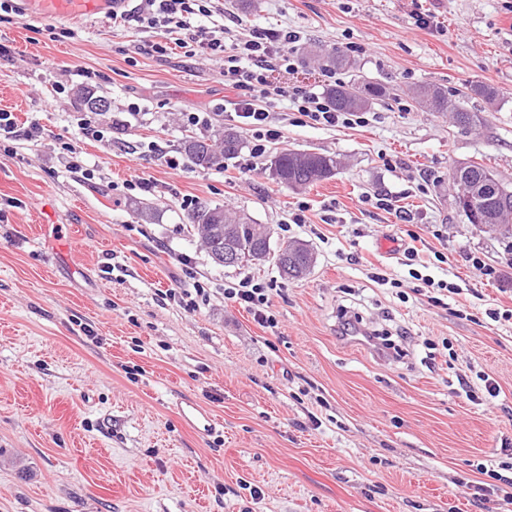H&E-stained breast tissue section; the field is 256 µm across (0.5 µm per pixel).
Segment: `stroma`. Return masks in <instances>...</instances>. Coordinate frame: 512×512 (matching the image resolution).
Segmentation results:
<instances>
[{"label": "stroma", "mask_w": 512, "mask_h": 512, "mask_svg": "<svg viewBox=\"0 0 512 512\" xmlns=\"http://www.w3.org/2000/svg\"><path fill=\"white\" fill-rule=\"evenodd\" d=\"M138 5L74 19L14 0L0 14V112L40 129L0 143V512H512V487L471 496L478 464L512 448V242L468 223L449 184L477 161L512 187V0H261L243 15L301 36L273 84L322 94L360 73L387 89L353 127L291 125L280 101L270 154L341 162L306 189L278 184L263 158L240 176L244 150L220 171L168 166L188 132L181 113L233 127L234 93L204 55L149 51ZM331 47L351 48L355 71H314ZM474 83L499 96L465 100L472 127L414 98L423 84L453 97ZM84 87L109 111L80 104ZM82 118L110 137L72 153ZM138 177L148 190L127 189ZM187 198L249 214L272 250L307 244L313 270L215 265ZM301 203L307 221L292 223ZM412 268L458 295L431 301ZM245 277L276 285L275 329L225 301ZM196 282L209 293L200 309L167 298ZM348 317L399 355L347 339ZM183 398L218 431L197 437L178 417Z\"/></svg>", "instance_id": "obj_1"}]
</instances>
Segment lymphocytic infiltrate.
I'll use <instances>...</instances> for the list:
<instances>
[{
    "label": "lymphocytic infiltrate",
    "instance_id": "f902f5d3",
    "mask_svg": "<svg viewBox=\"0 0 512 512\" xmlns=\"http://www.w3.org/2000/svg\"><path fill=\"white\" fill-rule=\"evenodd\" d=\"M145 3L146 23L156 34L150 44L151 51L166 53L169 38L175 34L179 37V47L201 53L222 65L224 76L235 92L234 111L251 145L250 158L240 165V174L254 172L256 159L263 157L270 144L281 138L282 131L274 124L270 112L272 104L280 98L290 97L295 112L313 124L327 127L352 124L351 113L337 111L328 99L300 88L288 93L270 82L268 73L272 68H293L290 50L299 40L298 32L285 27H250L239 32L227 28L218 35L193 22L196 16L209 15L214 0H145ZM271 295V287L250 278L224 290L225 299L249 310L263 327L273 329L277 321L267 312Z\"/></svg>",
    "mask_w": 512,
    "mask_h": 512
}]
</instances>
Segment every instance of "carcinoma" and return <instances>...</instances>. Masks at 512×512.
Returning <instances> with one entry per match:
<instances>
[{"mask_svg": "<svg viewBox=\"0 0 512 512\" xmlns=\"http://www.w3.org/2000/svg\"><path fill=\"white\" fill-rule=\"evenodd\" d=\"M322 70L353 69L355 63L340 49L325 53L318 60ZM387 89L382 84L365 78L352 83H338L327 89L328 99L337 110L360 111L371 106L373 101L386 96ZM477 96L485 101H493L498 91L490 86L474 84L463 98ZM418 103L435 112H454L455 118L463 117L467 124L479 122V116L458 104H449L448 93L431 85H421L416 90ZM242 139L232 129H223L212 138L188 135L184 138L185 154L198 166L224 168V160L237 155L242 149ZM338 169L336 157L326 153L284 151L274 157L269 166L271 176L288 188H301L316 185L332 178ZM452 186H490L499 183L492 170L484 165L471 162L462 178L452 177ZM187 221L200 236L209 257L218 265L224 264V248L233 246L238 258L235 266L256 264L273 259L280 273L286 278H301L307 275L314 264V256L307 246L289 243L284 251L271 253L270 237L253 218L243 212L225 206L199 204L187 215ZM232 230L231 237H224V227Z\"/></svg>", "mask_w": 512, "mask_h": 512, "instance_id": "obj_1", "label": "carcinoma"}]
</instances>
